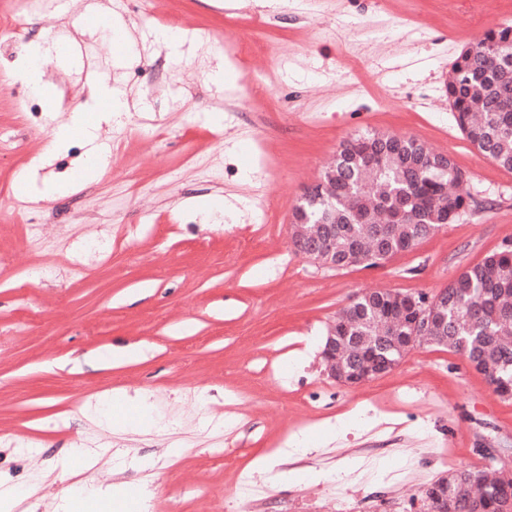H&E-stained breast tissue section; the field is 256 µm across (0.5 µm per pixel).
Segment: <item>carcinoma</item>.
Wrapping results in <instances>:
<instances>
[{
  "label": "carcinoma",
  "instance_id": "cac0c4a2",
  "mask_svg": "<svg viewBox=\"0 0 512 512\" xmlns=\"http://www.w3.org/2000/svg\"><path fill=\"white\" fill-rule=\"evenodd\" d=\"M446 85L456 124L485 158L512 170V24L484 32ZM382 134L366 132L345 141L323 179L304 195L293 223L318 230L336 215V254L357 245L368 255L363 268L379 267L391 256L424 241L428 232L454 223L471 206L461 186L465 174L423 160L436 155L424 142L390 135V147L378 146ZM334 178H329V174ZM448 310L433 332L435 343L453 349L480 373L492 377L496 392L512 398V242L503 243L479 263L465 268L443 288ZM388 292H366L336 315L343 360L358 363L390 337L401 336V311ZM456 493L448 512H512V481L494 470H453Z\"/></svg>",
  "mask_w": 512,
  "mask_h": 512
}]
</instances>
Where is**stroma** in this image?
<instances>
[{"instance_id": "obj_1", "label": "stroma", "mask_w": 512, "mask_h": 512, "mask_svg": "<svg viewBox=\"0 0 512 512\" xmlns=\"http://www.w3.org/2000/svg\"><path fill=\"white\" fill-rule=\"evenodd\" d=\"M100 2L134 43L85 0H0V488L17 490L14 512L107 486L121 494L109 512H427L421 490L448 470L491 453L512 472V400L461 355L417 347L356 388L321 357L357 295L435 293L512 241V171L463 137L445 94L458 54L512 23V0ZM160 29L184 32L178 54ZM53 33L85 48L82 67H44L63 107L103 81L128 110L114 122L89 103L107 163L83 177L91 145L73 138L38 172L72 188L43 200L15 187L52 139L17 72ZM367 130L450 155L475 203L380 267L319 268L289 245L293 211Z\"/></svg>"}]
</instances>
